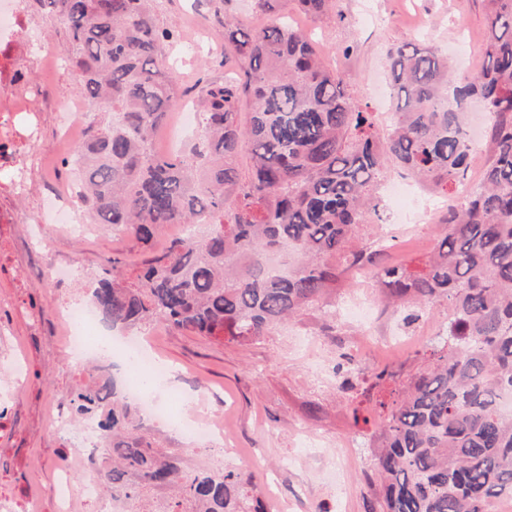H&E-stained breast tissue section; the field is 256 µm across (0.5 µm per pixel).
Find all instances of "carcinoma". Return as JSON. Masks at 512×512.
Listing matches in <instances>:
<instances>
[{
  "mask_svg": "<svg viewBox=\"0 0 512 512\" xmlns=\"http://www.w3.org/2000/svg\"><path fill=\"white\" fill-rule=\"evenodd\" d=\"M33 2L64 21L80 90L108 112L89 122L75 150L79 211L145 244L166 224L208 226L198 239L172 240L135 283L118 273L97 279L92 304L104 322H164L246 341L298 317L364 265L390 300L407 304L408 324L430 303H448L447 337L427 369L391 408L380 403L381 486L370 512H496L512 500V418L499 409L512 392V0H487L486 62L471 77L451 74L448 57L430 48L394 45L397 105L384 136L309 36L285 22L290 2L320 16L333 0H253L262 25L217 10L213 28L241 78L201 87L200 142L171 154L154 147L178 97L158 60L179 34L158 23V0ZM473 97L491 122L480 182L463 204L448 200L422 268L382 262L361 240L379 216L386 170L452 196L468 181L465 106ZM288 248L297 257L290 271L270 260ZM69 413L97 421L112 449V464L98 466L112 497L168 487L163 512H264L242 473L187 472L143 446L113 379L78 387Z\"/></svg>",
  "mask_w": 512,
  "mask_h": 512,
  "instance_id": "carcinoma-1",
  "label": "carcinoma"
}]
</instances>
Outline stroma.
<instances>
[{"label":"stroma","instance_id":"35a3bbf8","mask_svg":"<svg viewBox=\"0 0 512 512\" xmlns=\"http://www.w3.org/2000/svg\"><path fill=\"white\" fill-rule=\"evenodd\" d=\"M360 2L335 0L328 14L316 19L288 12L327 66L344 77L356 105L373 112L379 102L393 104L386 57L400 42L448 54L464 73L482 66L484 0H372L369 14ZM209 7L208 0H164L159 15L160 25L184 34L159 60L176 79L183 104L196 103L202 83L224 80L221 55L196 50L194 44L196 20ZM28 79L42 87L46 102L43 178L52 181L63 173L75 178L73 145L55 135L69 102L80 94L73 74L48 62L30 65ZM440 213L436 207L424 223L396 224L388 208H381L383 230L394 237L384 259L418 265L441 231ZM176 236L172 224L147 245L96 224L85 225L80 234L45 224H0V327L27 369L23 390L0 416V493L21 503L25 512L55 509L49 486L68 446L51 424L55 409L69 403L95 368L108 367L119 382L126 373L116 355L97 356L79 368L71 364L56 310L59 297L46 277L29 271L21 242L38 241L52 262L77 266L73 288L85 302L92 276L112 275L113 260L121 261L127 277H135ZM386 295L372 279L346 282L295 320L247 342L203 338L162 323L136 334L174 374L178 394L197 395L210 416L222 422L225 439L237 450L226 456L225 468L250 475L256 487L273 489L267 512H368L377 488L381 405L400 398L448 324L447 309L437 304L430 314L404 325L402 311L389 305ZM359 300L370 311L363 322L348 314ZM406 334L413 337L406 351L385 350L367 358L363 372L344 385L335 367L355 364L351 348L358 339L385 341ZM141 433L154 448L181 458L187 470L212 465L207 453L187 454L186 441L167 429L146 422Z\"/></svg>","mask_w":512,"mask_h":512}]
</instances>
